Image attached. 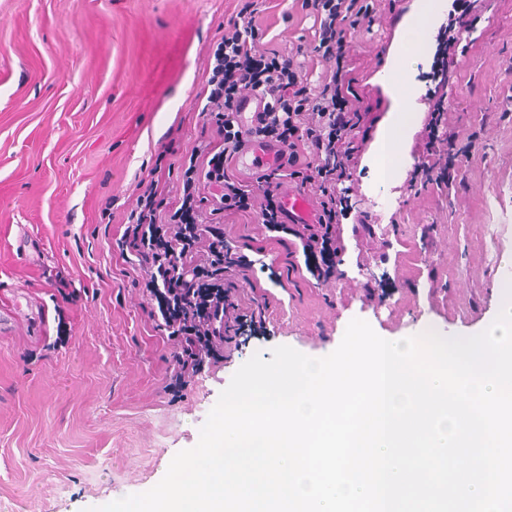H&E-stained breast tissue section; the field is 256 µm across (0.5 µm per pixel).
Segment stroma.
I'll list each match as a JSON object with an SVG mask.
<instances>
[{
    "label": "stroma",
    "mask_w": 512,
    "mask_h": 512,
    "mask_svg": "<svg viewBox=\"0 0 512 512\" xmlns=\"http://www.w3.org/2000/svg\"><path fill=\"white\" fill-rule=\"evenodd\" d=\"M251 4L260 45L292 56L317 93L335 62L315 50L306 0H0V306L21 297L38 325L0 329V512H90L153 488L194 447L233 374L287 345L331 354L361 319L399 341L430 329L474 336L500 312L512 273V0H447L423 63L404 64L389 21L419 0H360L345 22L344 91L360 148L342 184L343 249L314 277L299 239L225 213L238 323L222 356L183 378L148 276L118 241L138 182L182 190L190 154L218 136L203 113L212 54ZM171 47L164 83L143 89ZM408 68L428 90L405 137V175L426 159L422 133L446 113L465 151L448 185H377L376 142L392 103L375 64ZM392 202L380 231L375 207Z\"/></svg>",
    "instance_id": "stroma-1"
}]
</instances>
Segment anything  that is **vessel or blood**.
Here are the masks:
<instances>
[{"instance_id":"b4317fda","label":"vessel or blood","mask_w":512,"mask_h":512,"mask_svg":"<svg viewBox=\"0 0 512 512\" xmlns=\"http://www.w3.org/2000/svg\"><path fill=\"white\" fill-rule=\"evenodd\" d=\"M439 0H422L410 23L400 20L390 23L391 30L397 31V44L400 50L423 47L431 31V19L437 11ZM389 96L400 99L401 109L397 110L383 139L378 143L377 169L384 174H392L399 165L400 156L393 147L402 141L411 127L414 116L426 103V95L418 89H406L398 83H387ZM267 100L263 95L251 94L239 103L232 118L245 137L233 156L238 172L247 175L259 173L284 163L287 152L283 146L270 145L250 137L251 129L256 128L265 117ZM279 195L283 201L289 223L315 224L319 221L320 209L314 199L300 187L281 186Z\"/></svg>"}]
</instances>
